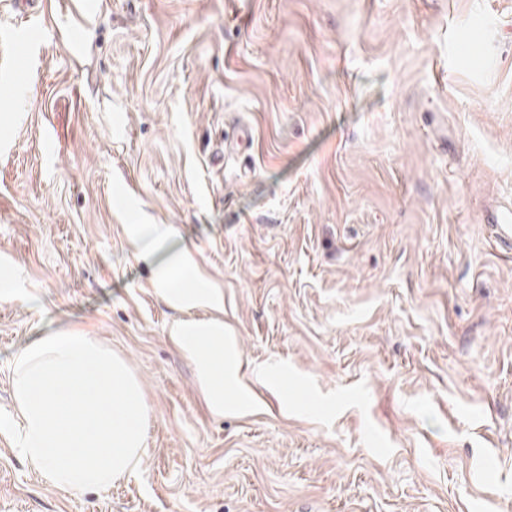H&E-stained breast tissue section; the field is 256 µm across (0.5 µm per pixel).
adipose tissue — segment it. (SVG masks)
I'll use <instances>...</instances> for the list:
<instances>
[{"label": "adipose tissue", "instance_id": "ef3b65f1", "mask_svg": "<svg viewBox=\"0 0 512 512\" xmlns=\"http://www.w3.org/2000/svg\"><path fill=\"white\" fill-rule=\"evenodd\" d=\"M154 283L165 299L188 313L171 325L169 339L195 365L209 407L217 412L250 408L239 381L240 360L219 318L224 311L222 289L202 275L187 248L158 263ZM197 308L210 311V318L190 317V310Z\"/></svg>", "mask_w": 512, "mask_h": 512}]
</instances>
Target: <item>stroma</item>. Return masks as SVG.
Here are the masks:
<instances>
[{"label": "stroma", "instance_id": "35a3bbf8", "mask_svg": "<svg viewBox=\"0 0 512 512\" xmlns=\"http://www.w3.org/2000/svg\"><path fill=\"white\" fill-rule=\"evenodd\" d=\"M0 0V410L80 330L147 408L140 474L0 512H512V0ZM82 55L68 51L72 40ZM224 291L252 410L217 414L124 227ZM281 374L278 384L253 373ZM495 224H489L492 229L494 246L503 252H512V211L504 208L492 215ZM124 228L139 258L145 261L151 260L158 245L172 234L167 224H128Z\"/></svg>", "mask_w": 512, "mask_h": 512}]
</instances>
